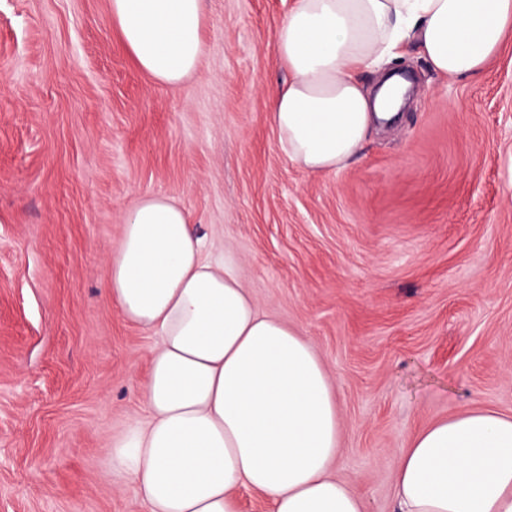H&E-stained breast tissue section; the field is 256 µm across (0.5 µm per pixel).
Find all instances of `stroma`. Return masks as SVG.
Here are the masks:
<instances>
[{
  "label": "stroma",
  "instance_id": "35a3bbf8",
  "mask_svg": "<svg viewBox=\"0 0 512 512\" xmlns=\"http://www.w3.org/2000/svg\"><path fill=\"white\" fill-rule=\"evenodd\" d=\"M291 0H204L196 72L133 63L110 0H0V512H145L112 440L148 416L156 338L104 297L125 211L180 202L257 306L333 381L337 474L394 512L403 448L458 414H512V30L483 73L396 64L412 97L338 172L271 123Z\"/></svg>",
  "mask_w": 512,
  "mask_h": 512
}]
</instances>
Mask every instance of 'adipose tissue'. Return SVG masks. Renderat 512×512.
Instances as JSON below:
<instances>
[{
	"mask_svg": "<svg viewBox=\"0 0 512 512\" xmlns=\"http://www.w3.org/2000/svg\"><path fill=\"white\" fill-rule=\"evenodd\" d=\"M137 65L178 85L203 50V0H110ZM512 28V0H292L275 37L289 80L271 112L288 159L309 172L345 168L397 78L369 95L361 71L415 42L432 70L479 75ZM106 295L153 334L142 388L147 424L111 446L147 512H239L238 490L269 512H365L334 466L340 416L330 376L301 333L260 312L233 253L209 258L186 209L142 196L125 214ZM398 512H512V415L468 411L433 423L402 450Z\"/></svg>",
	"mask_w": 512,
	"mask_h": 512,
	"instance_id": "obj_1",
	"label": "adipose tissue"
}]
</instances>
